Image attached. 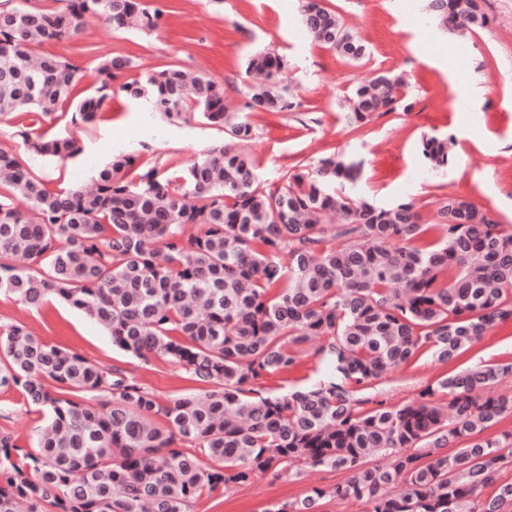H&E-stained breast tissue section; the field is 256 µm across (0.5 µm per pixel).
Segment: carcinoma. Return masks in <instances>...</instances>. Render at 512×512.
<instances>
[{"label": "carcinoma", "instance_id": "1", "mask_svg": "<svg viewBox=\"0 0 512 512\" xmlns=\"http://www.w3.org/2000/svg\"><path fill=\"white\" fill-rule=\"evenodd\" d=\"M54 2L0 0V121L20 118L28 154L65 162L82 152L80 139L40 129L82 74L37 47L77 38L88 16L114 30L155 31L167 9ZM427 8L446 29L487 24L477 0ZM301 23L340 57L364 56L324 0H305ZM130 65L100 60L97 87L75 103L79 121L98 118L119 88L169 119L222 127L229 143L190 164L177 188L155 169L129 178L136 157L118 152L91 186L50 190L0 150V294L33 308L62 299L119 350L178 364L203 389L162 401L117 367L48 344L24 324L0 326V386L21 387L48 415L30 450L0 434V512L23 502L28 512H189L205 491L294 465L347 478L263 512H322L328 497L361 501L367 512H507L512 482L497 475L512 459V432H487L512 416V397L487 390L512 365L472 366L402 406L366 410L359 393L425 346L448 363L512 322V225L454 196L429 224L412 202L382 208L333 193L358 172L333 155L308 173L287 171L283 187L261 185L238 148L253 137L247 115L301 106L274 52L248 59L261 81L247 86L243 116L226 112L221 85L176 67L118 83ZM406 87L391 72L357 82L353 123L395 111ZM422 154L444 169L448 140H423ZM333 211L338 224L326 223ZM316 340L332 378L285 395L256 389ZM440 391L446 408L434 401ZM383 452L388 466L370 463Z\"/></svg>", "mask_w": 512, "mask_h": 512}]
</instances>
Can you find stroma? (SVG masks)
I'll return each instance as SVG.
<instances>
[{"instance_id": "1", "label": "stroma", "mask_w": 512, "mask_h": 512, "mask_svg": "<svg viewBox=\"0 0 512 512\" xmlns=\"http://www.w3.org/2000/svg\"><path fill=\"white\" fill-rule=\"evenodd\" d=\"M170 6L163 27L151 33L115 31L87 18L79 37L44 44V53L66 58L83 78L75 93L95 89V64L103 55H123L133 66L124 80L175 65L204 75L224 88L227 111L241 112L250 78V55H282L286 80L301 106L293 112L251 114L255 136L242 143L262 185H284L293 165L311 169L319 158L335 154L355 162L350 196L378 207L414 202L425 221H433L438 199L465 198L512 224V0H486V27L460 34L440 28L427 13V0H325L345 29L363 39L366 56L351 63L302 33V0H143ZM381 71L405 74L408 109L373 114L353 127L347 100L357 80ZM73 108L63 105L48 134L75 131L84 151L67 163L35 159L21 149L14 124L0 122V147L19 159L47 187H69L91 179L113 152L138 157L137 171L183 179L185 167L222 145L223 128L194 118L173 121L144 112L139 103L116 95L101 120L72 126ZM437 136L448 141L452 162L447 171L431 170L422 142ZM24 323L43 341L82 353L89 360L118 366L136 381L167 399L199 389L179 366L161 358L141 359L113 346L110 336L83 312L51 299L31 308L0 296V324ZM512 364V324L493 328L457 361L442 364L423 353L411 365L385 373L365 390V397L389 405L416 399L425 388L474 364ZM330 375L327 362L305 354L290 372L271 376L264 392L285 394L317 384ZM46 415L27 405L17 387H0V432L33 447ZM341 472L289 468L266 474L224 491L205 493L191 512H262L266 505L302 497L312 487L344 480Z\"/></svg>"}]
</instances>
